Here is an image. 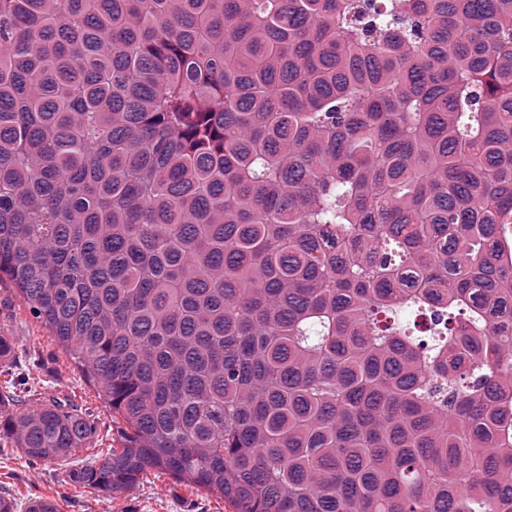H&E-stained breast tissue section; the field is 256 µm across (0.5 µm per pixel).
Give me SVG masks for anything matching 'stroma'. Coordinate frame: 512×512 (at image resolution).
Listing matches in <instances>:
<instances>
[{
    "mask_svg": "<svg viewBox=\"0 0 512 512\" xmlns=\"http://www.w3.org/2000/svg\"><path fill=\"white\" fill-rule=\"evenodd\" d=\"M0 335L12 337L16 352L11 363L0 364V416L68 397L90 409L96 428L94 449H79L65 463L27 461L10 441H1L0 496H11L21 504L33 497L49 498L58 503L60 512H232L217 495L161 474L148 475L130 493L112 498L72 486L70 468L81 464L89 452H108L121 420L6 278L0 280Z\"/></svg>",
    "mask_w": 512,
    "mask_h": 512,
    "instance_id": "1",
    "label": "stroma"
}]
</instances>
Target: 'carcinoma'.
I'll list each match as a JSON object with an SVG mask.
<instances>
[{
  "label": "carcinoma",
  "mask_w": 512,
  "mask_h": 512,
  "mask_svg": "<svg viewBox=\"0 0 512 512\" xmlns=\"http://www.w3.org/2000/svg\"><path fill=\"white\" fill-rule=\"evenodd\" d=\"M3 277L75 484L512 512V0H0Z\"/></svg>",
  "instance_id": "cac0c4a2"
}]
</instances>
